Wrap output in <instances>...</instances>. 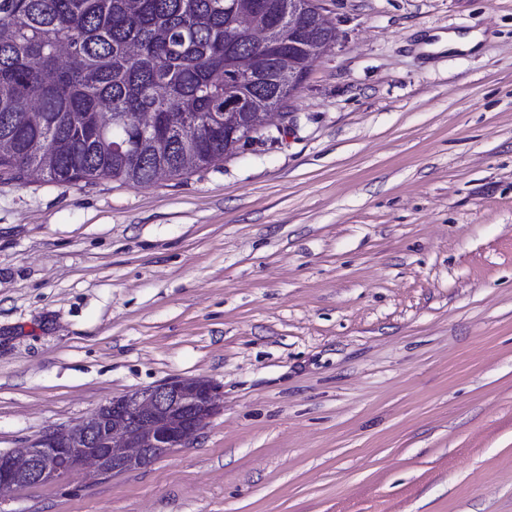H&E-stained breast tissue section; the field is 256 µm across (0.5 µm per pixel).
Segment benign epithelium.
<instances>
[{
    "mask_svg": "<svg viewBox=\"0 0 512 512\" xmlns=\"http://www.w3.org/2000/svg\"><path fill=\"white\" fill-rule=\"evenodd\" d=\"M218 387L203 378L172 379L118 396L93 415L104 434L97 448L80 452L49 431L21 448L0 453V497L50 484L91 466L93 476L147 466L187 448L217 413Z\"/></svg>",
    "mask_w": 512,
    "mask_h": 512,
    "instance_id": "obj_1",
    "label": "benign epithelium"
}]
</instances>
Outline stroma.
<instances>
[{"mask_svg": "<svg viewBox=\"0 0 512 512\" xmlns=\"http://www.w3.org/2000/svg\"><path fill=\"white\" fill-rule=\"evenodd\" d=\"M319 4L280 133L147 185L0 174V452L221 391L190 447L0 512H512V0Z\"/></svg>", "mask_w": 512, "mask_h": 512, "instance_id": "1", "label": "stroma"}]
</instances>
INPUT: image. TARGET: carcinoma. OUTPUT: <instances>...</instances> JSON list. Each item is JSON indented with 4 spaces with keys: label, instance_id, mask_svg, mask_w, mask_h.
Returning <instances> with one entry per match:
<instances>
[{
    "label": "carcinoma",
    "instance_id": "obj_1",
    "mask_svg": "<svg viewBox=\"0 0 512 512\" xmlns=\"http://www.w3.org/2000/svg\"><path fill=\"white\" fill-rule=\"evenodd\" d=\"M288 2L0 0V172L142 185L224 160L225 105L245 126L298 91Z\"/></svg>",
    "mask_w": 512,
    "mask_h": 512
}]
</instances>
